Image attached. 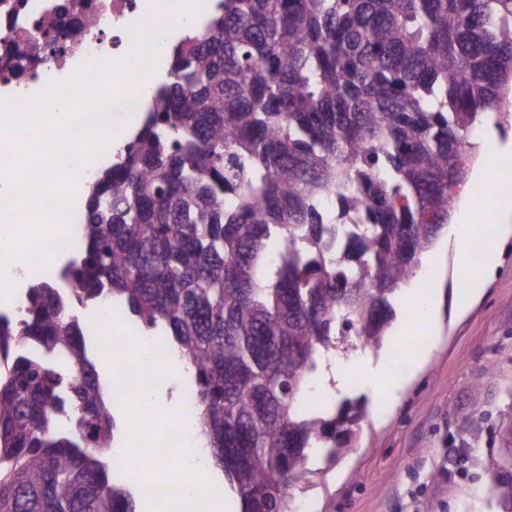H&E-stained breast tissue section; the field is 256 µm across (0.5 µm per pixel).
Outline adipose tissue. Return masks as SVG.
Instances as JSON below:
<instances>
[{"label": "adipose tissue", "instance_id": "obj_1", "mask_svg": "<svg viewBox=\"0 0 512 512\" xmlns=\"http://www.w3.org/2000/svg\"><path fill=\"white\" fill-rule=\"evenodd\" d=\"M448 236L455 244L457 265L466 271L465 277L457 281L456 288L461 296H474L483 288L485 280L497 269L498 247L493 237L489 236L486 225L471 223L465 216L450 226ZM441 303V294L428 288L421 289L410 305V320H397L395 336L413 334V321L418 318L427 327L426 342H433L438 328Z\"/></svg>", "mask_w": 512, "mask_h": 512}]
</instances>
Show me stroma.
<instances>
[{"label":"stroma","instance_id":"obj_1","mask_svg":"<svg viewBox=\"0 0 512 512\" xmlns=\"http://www.w3.org/2000/svg\"><path fill=\"white\" fill-rule=\"evenodd\" d=\"M497 273L481 295L455 293L459 270L447 236L442 331L423 369L398 381L396 399L365 404L356 447L313 474L295 500L317 512H512V226Z\"/></svg>","mask_w":512,"mask_h":512}]
</instances>
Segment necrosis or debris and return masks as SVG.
I'll list each match as a JSON object with an SVG mask.
<instances>
[{
    "instance_id": "obj_1",
    "label": "necrosis or debris",
    "mask_w": 512,
    "mask_h": 512,
    "mask_svg": "<svg viewBox=\"0 0 512 512\" xmlns=\"http://www.w3.org/2000/svg\"><path fill=\"white\" fill-rule=\"evenodd\" d=\"M150 0H0V97L32 102L50 83L128 53Z\"/></svg>"
}]
</instances>
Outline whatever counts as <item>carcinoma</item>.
I'll list each match as a JSON object with an SVG mask.
<instances>
[{"label":"carcinoma","mask_w":512,"mask_h":512,"mask_svg":"<svg viewBox=\"0 0 512 512\" xmlns=\"http://www.w3.org/2000/svg\"><path fill=\"white\" fill-rule=\"evenodd\" d=\"M169 58L82 248L0 314V512H136L75 314L109 297L191 372L198 464L240 512H288L311 455L350 451L362 409L296 400L351 339L382 347L512 86V0H216Z\"/></svg>","instance_id":"cac0c4a2"}]
</instances>
